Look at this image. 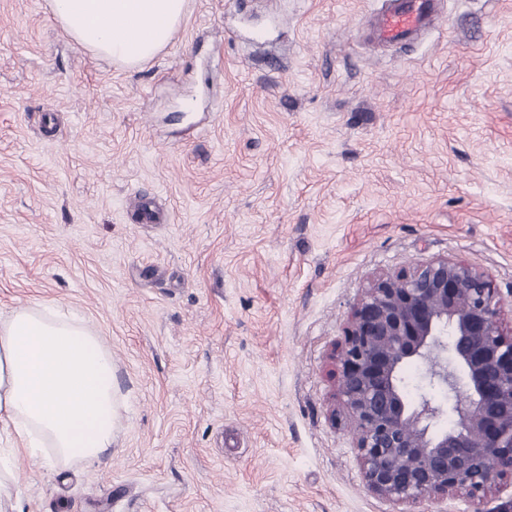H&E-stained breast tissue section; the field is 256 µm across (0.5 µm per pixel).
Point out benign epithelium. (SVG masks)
<instances>
[{
	"mask_svg": "<svg viewBox=\"0 0 512 512\" xmlns=\"http://www.w3.org/2000/svg\"><path fill=\"white\" fill-rule=\"evenodd\" d=\"M489 276L439 257L373 277L337 359L338 396L357 432L369 491L389 501L485 494L512 476V336ZM412 362H435L417 399ZM456 427L438 429L448 411Z\"/></svg>",
	"mask_w": 512,
	"mask_h": 512,
	"instance_id": "benign-epithelium-1",
	"label": "benign epithelium"
}]
</instances>
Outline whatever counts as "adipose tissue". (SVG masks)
<instances>
[{"mask_svg": "<svg viewBox=\"0 0 512 512\" xmlns=\"http://www.w3.org/2000/svg\"><path fill=\"white\" fill-rule=\"evenodd\" d=\"M79 46L139 65L171 41L185 0H50ZM112 353L60 305H20L0 322V498L10 497L20 456L88 462L111 447L115 422Z\"/></svg>", "mask_w": 512, "mask_h": 512, "instance_id": "adipose-tissue-1", "label": "adipose tissue"}]
</instances>
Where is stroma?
Listing matches in <instances>:
<instances>
[{"label":"stroma","instance_id":"stroma-1","mask_svg":"<svg viewBox=\"0 0 512 512\" xmlns=\"http://www.w3.org/2000/svg\"><path fill=\"white\" fill-rule=\"evenodd\" d=\"M187 0L127 67L0 0V320L58 303L112 351L110 452L19 463L0 512H496L368 491L330 355L380 272L512 297V0ZM436 0H386L376 16L372 37L381 45L405 42L433 25Z\"/></svg>","mask_w":512,"mask_h":512}]
</instances>
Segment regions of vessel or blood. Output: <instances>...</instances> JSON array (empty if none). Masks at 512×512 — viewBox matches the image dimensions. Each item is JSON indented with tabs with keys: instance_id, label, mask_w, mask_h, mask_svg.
<instances>
[{
	"instance_id": "1",
	"label": "vessel or blood",
	"mask_w": 512,
	"mask_h": 512,
	"mask_svg": "<svg viewBox=\"0 0 512 512\" xmlns=\"http://www.w3.org/2000/svg\"><path fill=\"white\" fill-rule=\"evenodd\" d=\"M437 9L436 0H385L374 20L372 37L381 45L405 42L432 27Z\"/></svg>"
}]
</instances>
